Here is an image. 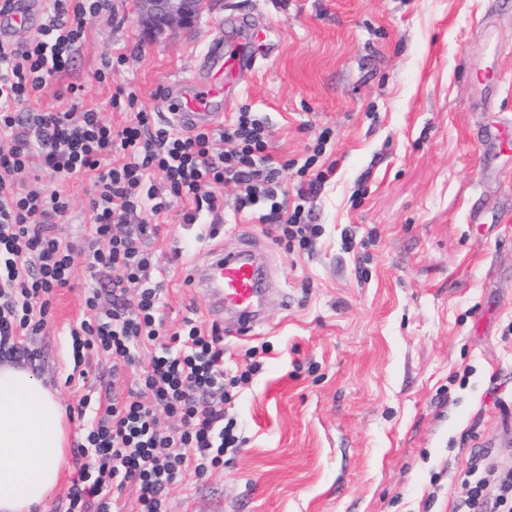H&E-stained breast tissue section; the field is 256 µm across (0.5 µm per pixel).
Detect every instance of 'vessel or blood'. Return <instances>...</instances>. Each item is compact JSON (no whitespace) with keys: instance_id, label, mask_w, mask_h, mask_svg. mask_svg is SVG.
Listing matches in <instances>:
<instances>
[{"instance_id":"obj_1","label":"vessel or blood","mask_w":512,"mask_h":512,"mask_svg":"<svg viewBox=\"0 0 512 512\" xmlns=\"http://www.w3.org/2000/svg\"><path fill=\"white\" fill-rule=\"evenodd\" d=\"M40 13V0H14L10 24L37 28ZM264 52L260 34L248 27L216 34L204 48L198 69L169 84L162 103L171 123L184 131L223 124L225 111L240 92L236 74L255 68ZM484 137L500 150L512 151V123L495 124L485 129ZM189 281L206 294L214 319L232 318L249 331L263 324L262 257L254 245L218 253L204 267L192 269Z\"/></svg>"}]
</instances>
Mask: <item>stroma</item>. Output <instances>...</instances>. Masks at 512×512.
<instances>
[{
	"mask_svg": "<svg viewBox=\"0 0 512 512\" xmlns=\"http://www.w3.org/2000/svg\"><path fill=\"white\" fill-rule=\"evenodd\" d=\"M112 2L41 107L62 105V83L77 82L85 106L117 123L106 103L130 86L166 121V84L240 16L276 30L234 102L269 123L275 158L304 161L333 130L320 158L333 172L304 202L321 227L311 249L288 251L247 215L201 242L176 207L151 243L169 262V331L213 324L186 277L247 239L286 295L253 331L224 322L227 368L266 348L228 410L243 443L223 469L173 484L168 512H452L473 485V450L512 462L501 428L512 413V155L478 136L512 119V0H211L155 39L133 0ZM484 71L497 82L476 81ZM88 284L77 267L28 341L32 370L65 407L112 382L105 359L86 381L70 378L68 332L91 315Z\"/></svg>",
	"mask_w": 512,
	"mask_h": 512,
	"instance_id": "obj_1",
	"label": "stroma"
}]
</instances>
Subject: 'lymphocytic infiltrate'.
I'll return each mask as SVG.
<instances>
[{"instance_id":"lymphocytic-infiltrate-1","label":"lymphocytic infiltrate","mask_w":512,"mask_h":512,"mask_svg":"<svg viewBox=\"0 0 512 512\" xmlns=\"http://www.w3.org/2000/svg\"><path fill=\"white\" fill-rule=\"evenodd\" d=\"M111 7L112 0H52L34 34L0 43V356L35 360L26 340L43 330L54 296L77 267L92 282L106 277L107 290L88 289L95 318L69 332L73 362L82 377L100 354L111 358L113 378L135 367L140 374L126 393L80 399L77 415L89 423L75 450L81 464L66 512H123L114 492L129 484L138 488L137 512H167L177 480L223 469L225 449L240 446L224 407L261 363L249 349L245 370L229 374L224 329L216 324L205 329L188 320L167 332L160 266L147 243L176 204L183 223H208L216 238L221 189L231 182L239 188L234 214H257L276 241L307 249L320 228L303 204H289L287 177L296 174L307 194L320 191L329 173L318 161L332 131L322 129L295 167L275 159L268 123L245 107L223 129L180 132L156 122L137 93L120 86L108 106L125 119L114 124L85 108L83 87L72 82L62 90L65 107L30 110L69 72L88 18ZM72 179L90 184L88 246L80 251L58 232L72 210L64 187ZM163 413L179 418V431L161 429ZM455 512H512V471L496 489L473 486Z\"/></svg>"}]
</instances>
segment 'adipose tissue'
<instances>
[{
  "mask_svg": "<svg viewBox=\"0 0 512 512\" xmlns=\"http://www.w3.org/2000/svg\"><path fill=\"white\" fill-rule=\"evenodd\" d=\"M68 428L55 395L26 367L0 362V512H36L57 486Z\"/></svg>",
  "mask_w": 512,
  "mask_h": 512,
  "instance_id": "adipose-tissue-1",
  "label": "adipose tissue"
}]
</instances>
